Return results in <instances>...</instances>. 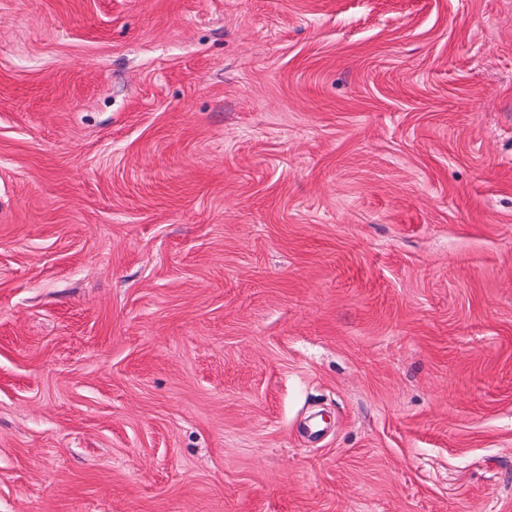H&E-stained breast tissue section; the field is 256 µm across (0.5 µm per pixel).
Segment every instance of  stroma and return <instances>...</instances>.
<instances>
[{
  "label": "stroma",
  "instance_id": "35a3bbf8",
  "mask_svg": "<svg viewBox=\"0 0 512 512\" xmlns=\"http://www.w3.org/2000/svg\"><path fill=\"white\" fill-rule=\"evenodd\" d=\"M0 512H512V0H0Z\"/></svg>",
  "mask_w": 512,
  "mask_h": 512
}]
</instances>
